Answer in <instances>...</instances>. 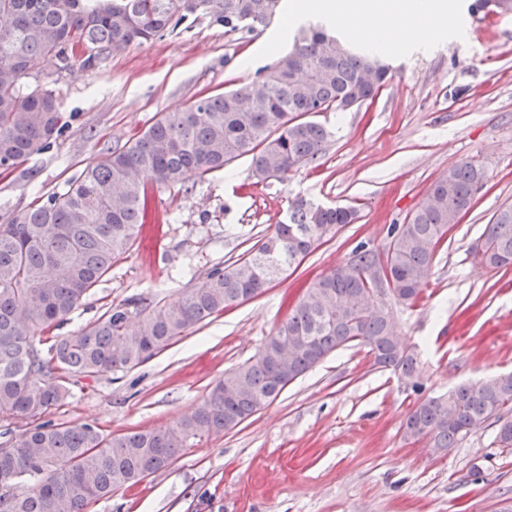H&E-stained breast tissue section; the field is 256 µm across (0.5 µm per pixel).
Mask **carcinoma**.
<instances>
[{
  "label": "carcinoma",
  "instance_id": "carcinoma-1",
  "mask_svg": "<svg viewBox=\"0 0 512 512\" xmlns=\"http://www.w3.org/2000/svg\"><path fill=\"white\" fill-rule=\"evenodd\" d=\"M283 0H0V175L53 147L69 128L54 94L25 88L38 64L93 69L177 30L198 12L244 39L266 27ZM388 67L323 28L301 29L276 66L253 82L164 112L120 150L106 153L41 205L0 221V512H85L112 492L170 467L188 447L230 430L276 400L287 383L341 347L361 345L381 368L410 378L416 358L374 306L382 270L394 304L422 293L458 215L471 208L485 170L464 160L435 181L390 231L382 253L360 245L349 261L306 288L260 351L212 384L203 402L167 428L105 435L89 423H56L73 380L137 368L224 309L262 294L297 267L350 206L295 199L284 220L242 258L218 264L175 303L154 296L108 307L70 336L53 330L130 251L151 220L147 184L203 179L241 158L260 182L284 181L315 161L332 132L315 116L374 99ZM480 263L512 267V207L481 239ZM137 318L136 326L130 319ZM42 332L47 349L34 342ZM512 448V374L459 385L415 405L404 436L451 448L490 418ZM29 428L13 436L12 421Z\"/></svg>",
  "mask_w": 512,
  "mask_h": 512
}]
</instances>
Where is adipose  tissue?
<instances>
[{
	"label": "adipose tissue",
	"instance_id": "adipose-tissue-1",
	"mask_svg": "<svg viewBox=\"0 0 512 512\" xmlns=\"http://www.w3.org/2000/svg\"><path fill=\"white\" fill-rule=\"evenodd\" d=\"M315 20L345 28L353 39L391 52L443 37L451 21L448 0H288L283 23L264 45L276 53L290 30Z\"/></svg>",
	"mask_w": 512,
	"mask_h": 512
}]
</instances>
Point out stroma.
I'll return each mask as SVG.
<instances>
[{
	"mask_svg": "<svg viewBox=\"0 0 512 512\" xmlns=\"http://www.w3.org/2000/svg\"><path fill=\"white\" fill-rule=\"evenodd\" d=\"M474 2L454 0L456 28L438 43L382 52L390 80L360 107L321 114L334 135L288 180L255 182L243 158L183 190L151 185L154 222L60 335L142 295L178 301L210 268L236 261L272 231L294 198L351 205L358 216L262 296L227 308L146 364L71 384L55 418L105 434L172 426L262 348L310 282L359 243L385 251L390 225L403 223L448 169L471 160L484 168L485 185L449 231L423 299L394 309L417 359L414 385L375 366L366 348H341L237 427L87 512H512V452L496 441L498 422L447 449L407 439L402 428L419 400L512 372V268L478 264L470 252L512 206V8L477 11ZM263 39H236L197 14L190 29L92 70L35 66L31 84L55 93L69 128L52 149L0 176V217L64 192L160 113L250 83L278 61L263 53Z\"/></svg>",
	"mask_w": 512,
	"mask_h": 512,
	"instance_id": "obj_1",
	"label": "stroma"
}]
</instances>
